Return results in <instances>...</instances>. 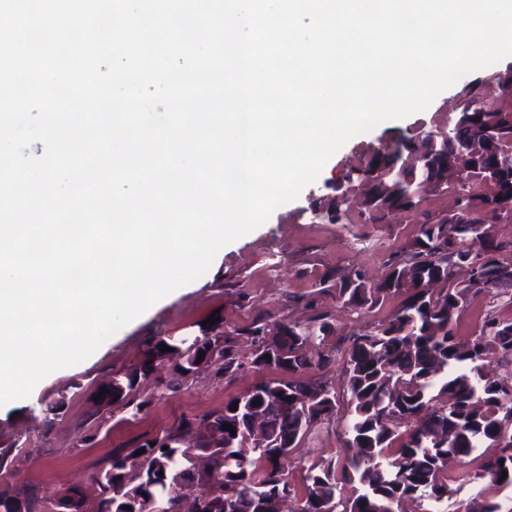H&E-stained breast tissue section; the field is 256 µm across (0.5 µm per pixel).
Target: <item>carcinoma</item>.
Instances as JSON below:
<instances>
[{
  "mask_svg": "<svg viewBox=\"0 0 512 512\" xmlns=\"http://www.w3.org/2000/svg\"><path fill=\"white\" fill-rule=\"evenodd\" d=\"M479 125L496 139L495 148L512 149V112H460L446 132L419 131L402 135L383 150L372 152L350 168L345 189L317 210L336 220L348 216L349 195L364 193L360 216L378 224L393 209L417 210L422 196L451 192L465 211L480 212L489 205L512 207V173L490 177L492 148L475 137ZM421 155L418 166L411 154ZM468 157V173L460 183L448 174L457 155ZM487 192L477 194L473 186ZM416 238L395 251L389 273L379 282L357 269L325 276L320 283L336 288V298L362 317L391 296L400 304L385 319L353 331L341 361L346 379L343 396L327 381L309 375L327 371L336 356L322 351L313 358L305 345L325 342L334 333L326 316L316 315L298 326L257 318L251 324L224 330L220 322L199 327V345L190 348L172 337L147 343L141 364L112 378L100 398L125 406L154 363H173L175 381L186 379L208 361L199 353L219 349L222 364L216 375L225 382L248 368H274L281 379L259 383L224 401L223 414L213 410L201 419H179L163 441H145L124 453H115L109 467L97 474L101 498L96 512H123L129 495L141 496L139 512H175L181 491L230 490L233 512H256L253 493L284 490L283 475L289 454L309 430L336 420L340 398L347 401V446L352 455L340 463L331 458L312 462L304 475L305 495L295 512H401L402 502L427 501L435 507L448 498V473L453 465L478 448L480 472L475 480L490 478L512 488V402H503L507 390L500 380H485L484 362L497 358L512 368V322L491 318L470 342L455 340L453 327L474 293L498 294L512 278V242L496 240L490 228L466 221L462 213L440 218L429 214L418 221ZM476 265L480 280H454L453 268ZM247 337L254 350L244 357L239 339ZM168 346L170 350L161 351ZM259 401L247 413L238 406ZM261 418L264 443L253 447L249 422ZM235 429L230 432L223 425ZM197 429L195 442L184 445L179 433ZM142 468L128 471L136 451ZM506 479H501L502 473ZM0 512H36V496L26 489L0 495ZM466 512H512L478 492Z\"/></svg>",
  "mask_w": 512,
  "mask_h": 512,
  "instance_id": "carcinoma-1",
  "label": "carcinoma"
}]
</instances>
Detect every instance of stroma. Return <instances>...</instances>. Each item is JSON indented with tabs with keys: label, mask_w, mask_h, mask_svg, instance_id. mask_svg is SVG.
Wrapping results in <instances>:
<instances>
[{
	"label": "stroma",
	"mask_w": 512,
	"mask_h": 512,
	"mask_svg": "<svg viewBox=\"0 0 512 512\" xmlns=\"http://www.w3.org/2000/svg\"><path fill=\"white\" fill-rule=\"evenodd\" d=\"M509 68L511 57L468 74L425 111L383 122L350 139L296 200L277 207L246 237L225 245L220 262L205 274L111 335L84 361L48 375L27 400L0 410V448L11 451L7 469L0 473V494L31 486L48 507L67 489L78 487L88 506L96 507L99 490L93 478L117 449L135 447L180 418L204 414L278 376L272 369L246 370L227 383L207 368L168 390L164 384L172 376V365L164 362L155 378L133 391L131 406L95 412L97 391L113 374L143 360L149 337L196 335L199 323L213 315L230 331L259 316L302 324L319 312L329 315L336 327L324 349H342L344 336L360 328L361 322L334 296L320 291V279L353 267L364 269L372 280L382 279L389 254L410 243L419 226L415 213L402 211L388 214L383 223L366 224L355 208L348 221L332 224L313 219L312 203L334 196L350 167L392 138L447 129L469 90L479 91L490 107L512 112V94H505L498 84L500 74ZM489 316L512 319V282L499 295L472 296L455 335L462 341L473 339ZM346 419V410H339L335 422L316 428L293 450L289 470L294 499L304 494L307 465L320 457L339 460L346 455Z\"/></svg>",
	"instance_id": "1"
}]
</instances>
